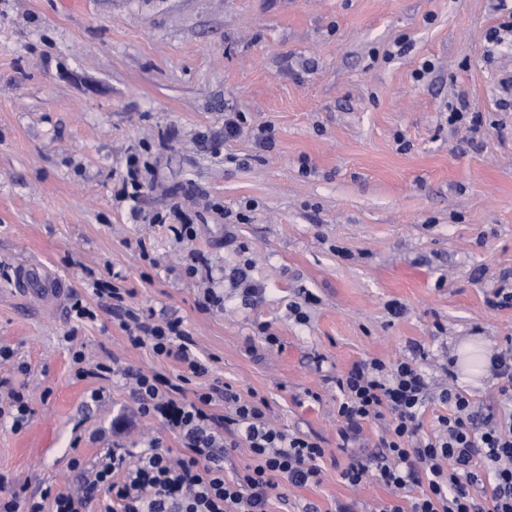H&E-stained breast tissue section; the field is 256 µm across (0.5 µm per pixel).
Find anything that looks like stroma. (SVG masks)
I'll list each match as a JSON object with an SVG mask.
<instances>
[{
  "mask_svg": "<svg viewBox=\"0 0 512 512\" xmlns=\"http://www.w3.org/2000/svg\"><path fill=\"white\" fill-rule=\"evenodd\" d=\"M508 77L512 0H0V344L14 350L0 393L27 388L33 409L20 432L0 419V472L30 494L65 492L79 484L71 457L88 464L111 447L112 415L131 398L119 380L76 379L73 349L178 372L129 347L109 310L73 328L70 293L110 268L135 305L183 320L216 377L265 396L288 432L321 439L322 482L280 486L269 512L345 501L369 512L387 499L373 474L355 489L339 477L350 458L336 448L335 378L404 358L436 393L457 345L512 343V308L487 304L512 280ZM462 96L478 132L448 124ZM228 112L245 113L249 132L225 139ZM262 125L268 151L252 135ZM144 143L166 185L194 189L183 205L195 249L228 270L253 258L257 296L228 287L223 310H203L185 252L116 199L123 159ZM228 212L246 217L244 251L224 245ZM141 238L168 266L140 263ZM25 265L59 294L21 290Z\"/></svg>",
  "mask_w": 512,
  "mask_h": 512,
  "instance_id": "1",
  "label": "stroma"
}]
</instances>
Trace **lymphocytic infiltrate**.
I'll return each instance as SVG.
<instances>
[{"label":"lymphocytic infiltrate","instance_id":"obj_1","mask_svg":"<svg viewBox=\"0 0 512 512\" xmlns=\"http://www.w3.org/2000/svg\"><path fill=\"white\" fill-rule=\"evenodd\" d=\"M184 275L202 285L207 310L223 308V280L245 295L256 292L246 267L227 274L198 252L190 253ZM85 285L89 297L69 298L72 321L109 308L131 347H149L158 358L174 359L181 371L168 376L117 360L90 369L84 352L76 350L75 377L124 380L133 404L113 415V436L128 435L141 420L153 419L180 440L183 451L172 456L162 438L153 437L108 449L87 466L75 457L70 465L81 471L77 488L56 494L44 489L25 499L9 492L0 474V512H91L100 495L104 512H268L280 481L295 487L322 481L321 440L272 425L264 396L254 390L240 395L215 377L212 363L194 351L181 319L134 306L136 291L126 287L121 273L108 281L91 273ZM336 387L342 395L336 446L350 457L341 479L356 487L372 469L390 494L372 512H512V413L482 412L451 386L431 395L426 375L404 359L360 361L337 376ZM433 397L448 412L438 416L434 435L424 436L421 410ZM370 424L381 428L374 442L364 432ZM239 448L249 449L253 460L226 480L224 458ZM366 449L372 452L368 465L359 457Z\"/></svg>","mask_w":512,"mask_h":512}]
</instances>
